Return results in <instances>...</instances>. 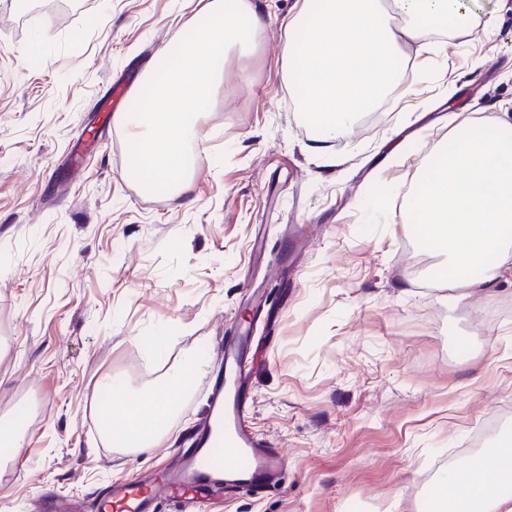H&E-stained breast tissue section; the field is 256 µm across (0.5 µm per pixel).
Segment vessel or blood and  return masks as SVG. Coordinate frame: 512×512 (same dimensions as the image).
Returning a JSON list of instances; mask_svg holds the SVG:
<instances>
[{
    "label": "vessel or blood",
    "mask_w": 512,
    "mask_h": 512,
    "mask_svg": "<svg viewBox=\"0 0 512 512\" xmlns=\"http://www.w3.org/2000/svg\"><path fill=\"white\" fill-rule=\"evenodd\" d=\"M245 349V337L225 338L223 378L215 383L191 446L176 465L160 470L148 482L126 479L113 483L100 504L102 512L113 506L120 512H154V503L162 495L190 512L220 492L264 489L285 468L282 449L260 439L253 430Z\"/></svg>",
    "instance_id": "1"
}]
</instances>
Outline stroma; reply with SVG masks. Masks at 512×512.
<instances>
[{"mask_svg":"<svg viewBox=\"0 0 512 512\" xmlns=\"http://www.w3.org/2000/svg\"><path fill=\"white\" fill-rule=\"evenodd\" d=\"M482 2L429 56L417 97L348 133L328 171L304 151L279 72L295 0H263L261 47L226 68L202 120L207 159L170 196L128 175L129 137L102 104L200 0H0V421L33 463L0 472V512L56 498L97 512L114 481L151 480L240 332L254 428L287 467L203 512H426L449 469L495 474L469 441L512 419V284L450 287L416 241L426 217L379 205L452 120L512 122V9ZM75 156L72 178L61 165ZM199 347L207 365L158 446L101 445L94 385L121 377L128 392L109 402L124 412Z\"/></svg>","mask_w":512,"mask_h":512,"instance_id":"1","label":"stroma"}]
</instances>
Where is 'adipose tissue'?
<instances>
[{"instance_id": "adipose-tissue-1", "label": "adipose tissue", "mask_w": 512, "mask_h": 512, "mask_svg": "<svg viewBox=\"0 0 512 512\" xmlns=\"http://www.w3.org/2000/svg\"><path fill=\"white\" fill-rule=\"evenodd\" d=\"M478 0H296L284 25L279 67L300 117L313 132L306 153L326 168L342 159L331 146L363 113L383 100L413 98L420 71H402V42L464 26ZM197 23L184 27L179 40L157 55L135 93L137 106L114 113L129 135L132 171L155 190L178 194L195 169L189 150L198 141V117L208 110L211 89L229 52L252 50L264 27L258 0H205ZM512 123L471 119L456 126L448 145L438 147L429 173L409 188H396L404 208L428 215L426 236L447 254V267L459 287L471 292L512 277ZM204 352L187 353L166 373L163 394L135 404L134 419L145 425L142 437L127 439L129 449L155 447L161 430L153 419L166 416L170 394L184 392L189 377L204 367ZM457 473L446 479L450 512H512V492H499L483 472L472 471L467 491L454 495Z\"/></svg>"}]
</instances>
